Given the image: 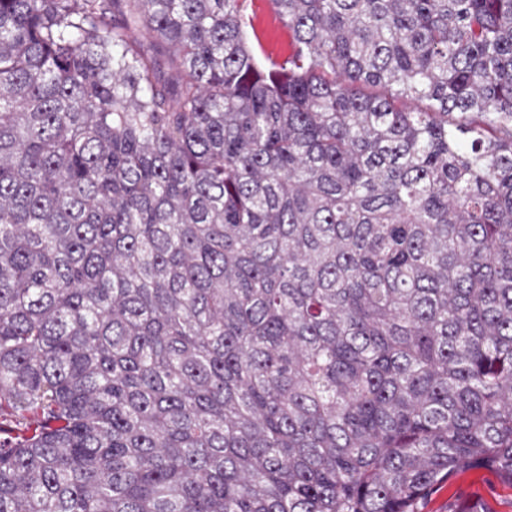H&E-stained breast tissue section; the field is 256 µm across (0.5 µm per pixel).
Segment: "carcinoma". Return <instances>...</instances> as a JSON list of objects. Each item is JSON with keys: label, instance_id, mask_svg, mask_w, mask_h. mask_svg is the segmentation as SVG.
<instances>
[{"label": "carcinoma", "instance_id": "1", "mask_svg": "<svg viewBox=\"0 0 512 512\" xmlns=\"http://www.w3.org/2000/svg\"><path fill=\"white\" fill-rule=\"evenodd\" d=\"M0 0V512H417L512 477V0ZM245 15L247 33L254 41V33L263 45V54L280 59L288 56L291 49V34L288 27L271 10L269 0H246ZM420 512H512V482L487 468L463 470L437 486Z\"/></svg>", "mask_w": 512, "mask_h": 512}]
</instances>
